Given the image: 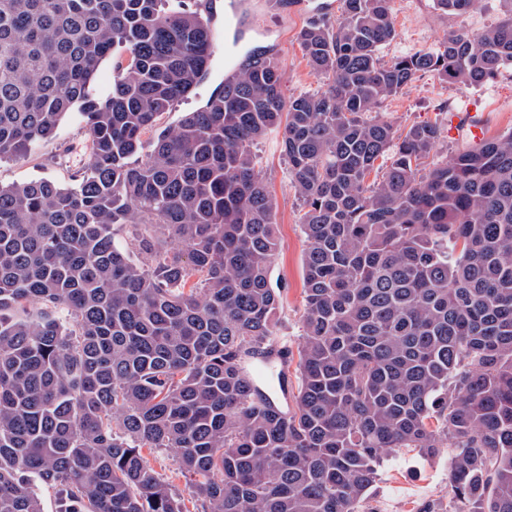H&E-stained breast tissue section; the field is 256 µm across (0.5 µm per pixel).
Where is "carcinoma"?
<instances>
[{"label":"carcinoma","mask_w":512,"mask_h":512,"mask_svg":"<svg viewBox=\"0 0 512 512\" xmlns=\"http://www.w3.org/2000/svg\"><path fill=\"white\" fill-rule=\"evenodd\" d=\"M395 36L391 0H343L300 32L325 88L285 98L254 49L160 130L212 68L200 13L0 0V160L73 109L91 142L69 187L0 186V512H44L39 483L57 512H186L145 448L174 450L202 512H363L405 452L447 454L454 512H512V131L438 162V125L380 112L421 72L478 86L512 66V10L384 62ZM271 132L307 243L288 411L247 378L281 302ZM124 224L150 262L116 244Z\"/></svg>","instance_id":"obj_1"}]
</instances>
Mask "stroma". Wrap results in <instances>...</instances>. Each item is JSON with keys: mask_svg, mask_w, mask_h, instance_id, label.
<instances>
[{"mask_svg": "<svg viewBox=\"0 0 512 512\" xmlns=\"http://www.w3.org/2000/svg\"><path fill=\"white\" fill-rule=\"evenodd\" d=\"M396 37L379 52L382 61L437 49L449 31H478L512 9V0H481L477 8L464 15L448 14L437 8L434 0H393ZM259 10L268 28L265 37L243 43L241 51L251 47L269 50L277 60L285 94L314 93L323 89L325 80L309 68L299 33L311 19V0H260ZM484 114L485 134L493 137L512 130V67L479 86L442 81L433 73L420 75L396 96L384 101L381 110L398 127L431 123L446 125L448 115L467 108ZM89 140L78 113L66 115L55 136L34 153L0 162V185L51 180L73 184L85 156ZM258 168L273 199L278 252L271 272L273 287L282 292L275 333L297 350L301 343L304 304L303 257L306 239L301 230V206L292 186L287 166L280 153V138L272 133L257 148ZM434 496L445 506L453 499L448 471L443 459L423 464L413 455L389 461L371 499L367 512H413L417 499Z\"/></svg>", "mask_w": 512, "mask_h": 512, "instance_id": "1", "label": "stroma"}]
</instances>
